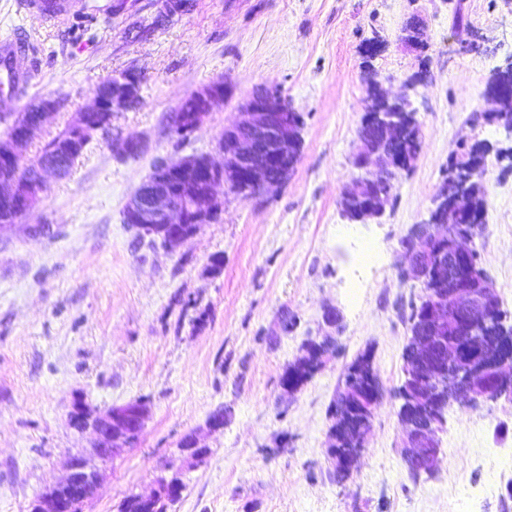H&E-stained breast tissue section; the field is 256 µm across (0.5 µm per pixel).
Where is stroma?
<instances>
[{
  "label": "stroma",
  "instance_id": "1",
  "mask_svg": "<svg viewBox=\"0 0 512 512\" xmlns=\"http://www.w3.org/2000/svg\"><path fill=\"white\" fill-rule=\"evenodd\" d=\"M66 19L31 17L21 0H0V34L24 29L40 60L24 94L0 104V137L39 99L58 101L28 157L92 104L115 75L139 79L141 105L115 113L112 136L142 139L120 155L94 135L69 174L48 177L39 205L0 229V512H30L62 479L92 431L69 423L76 399L94 412L143 399L149 417L137 443L101 467L102 486L84 512H119L180 474L172 512H512V400L448 410L432 475L411 479L402 459L395 396L409 336L404 314L422 294L402 279L400 240L429 217L448 154L462 139L495 147L487 159L484 231L474 240L512 312V145L494 125L474 124L487 83L512 58V0H190L156 21L154 0H73ZM428 47L399 40L412 16ZM486 41L463 51L473 32ZM387 46L366 59V41ZM390 92L409 88L419 107L422 149L396 185V199L370 223L341 215L355 176L364 70ZM223 83L224 101L195 132L192 150L213 153L239 105L275 84L305 121L299 163L268 199L220 194L216 222L176 250L138 238L123 222L128 199L159 157H178L168 134L185 95ZM47 233L32 236L29 226ZM378 257L352 293L360 240ZM221 256V271L211 259ZM334 308L341 330L325 367L292 397L281 387L308 340ZM297 319L283 334L282 311ZM370 354L382 398L353 471L333 478L329 410L345 369ZM224 408L223 429L207 425ZM197 433L211 453L192 469L179 448Z\"/></svg>",
  "mask_w": 512,
  "mask_h": 512
}]
</instances>
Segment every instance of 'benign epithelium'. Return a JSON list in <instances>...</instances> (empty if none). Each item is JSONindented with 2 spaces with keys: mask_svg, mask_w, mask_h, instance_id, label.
<instances>
[{
  "mask_svg": "<svg viewBox=\"0 0 512 512\" xmlns=\"http://www.w3.org/2000/svg\"><path fill=\"white\" fill-rule=\"evenodd\" d=\"M197 110L172 116L169 135L183 147L190 145L194 132L223 101L220 83L206 85L192 93ZM136 84L125 76L112 77V94L94 98L87 112H78L72 123L84 124L86 113L105 112L102 129L112 128L116 112L137 106ZM495 108L482 112L483 120L496 123L501 112H512V92L487 95ZM37 118L19 134L0 139V161H26L28 145L37 132L53 118L57 105L53 100L39 103ZM363 125L381 134L380 139L361 140L362 148L355 166L362 174L352 179V189L364 192L366 203L361 222L380 217L390 205V198L381 187L395 182L403 172L410 171L416 159L395 154L388 143L399 139L400 130L392 117L383 112L364 110ZM304 121L290 99L276 86L256 88L242 105L236 119L224 127V134L215 145L223 162L215 163L211 155L188 153L177 158L155 160L151 176L130 198L123 216L141 237L154 232L166 233L165 244L173 250L193 237L203 224H210L219 213L217 188L225 193L269 198L285 185L296 169L303 145ZM82 150V142H68L60 156L43 160L38 174L20 180L8 174L0 176V198L21 208L25 214L41 200L45 176L68 174L71 160ZM474 177L468 168L453 161L448 166V181L440 184L433 199L429 220L414 225L400 241L405 259L402 275L418 281L423 296L416 307L413 323L417 330L408 337L405 383L401 398L411 404L425 405V411L413 420L400 418L405 429L403 460L420 476L434 470L441 452L439 434L443 432L448 408L454 404L473 407L481 402L512 397V369H496L484 377L488 343L485 330L490 320L498 322L504 338L512 344V314L504 311L496 286L483 267L474 264L472 275L461 279L456 267L470 263L473 248L470 243L480 226L471 223L468 211L460 205L467 186ZM458 226V234L448 238L445 249L433 257L426 243L447 238L448 224ZM454 336L462 342L448 343ZM341 393L346 402L336 401L333 410L348 405L355 413L373 415L381 399L378 382L374 381L351 396L348 388ZM83 427L93 428L96 438L92 448L102 461L114 457L120 449L134 444L148 417V407L142 401L114 407L102 415H94L87 405L80 406ZM368 434L356 440V447L344 455H330L334 466L351 469L366 447ZM58 489L42 492L35 502L34 512H83L101 489L98 469L88 465L81 455L70 460L65 476L56 483Z\"/></svg>",
  "mask_w": 512,
  "mask_h": 512,
  "instance_id": "obj_1",
  "label": "benign epithelium"
}]
</instances>
